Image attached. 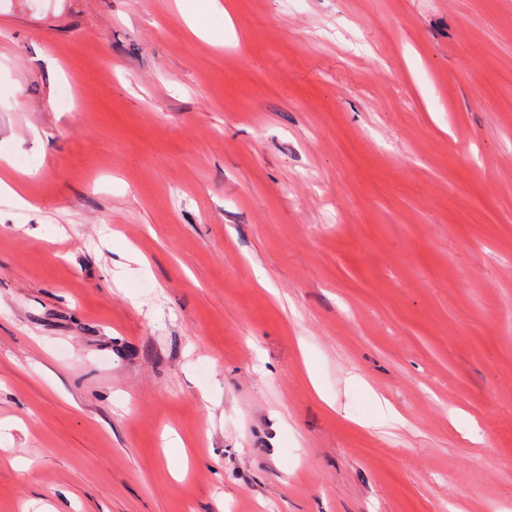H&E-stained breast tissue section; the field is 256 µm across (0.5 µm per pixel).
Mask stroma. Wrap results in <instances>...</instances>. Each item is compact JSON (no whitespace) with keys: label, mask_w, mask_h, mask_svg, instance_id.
Masks as SVG:
<instances>
[{"label":"stroma","mask_w":512,"mask_h":512,"mask_svg":"<svg viewBox=\"0 0 512 512\" xmlns=\"http://www.w3.org/2000/svg\"><path fill=\"white\" fill-rule=\"evenodd\" d=\"M220 2L0 0V512H512V0Z\"/></svg>","instance_id":"obj_1"}]
</instances>
